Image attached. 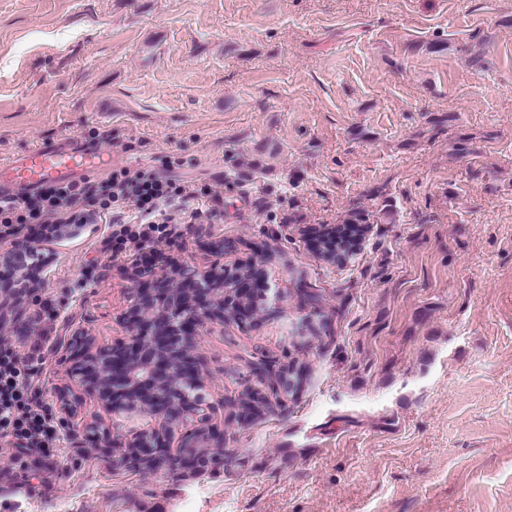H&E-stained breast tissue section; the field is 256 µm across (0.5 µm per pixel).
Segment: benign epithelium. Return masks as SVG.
<instances>
[{
	"mask_svg": "<svg viewBox=\"0 0 512 512\" xmlns=\"http://www.w3.org/2000/svg\"><path fill=\"white\" fill-rule=\"evenodd\" d=\"M81 224H52L49 239L78 235ZM43 241L19 240L0 251V267L13 281L0 283V342L24 332L20 305L37 287L28 265L43 257ZM128 336L99 343L82 331H68L56 349L70 363L72 385L55 391V419L65 436L74 434L85 397L113 416H140L145 423L125 441L119 458L140 472H194L223 462L224 431L218 420L224 399L213 398L202 361L200 336L224 325V301L237 302L236 317L257 315L253 292L238 276L224 280V265L201 269L168 260L132 271Z\"/></svg>",
	"mask_w": 512,
	"mask_h": 512,
	"instance_id": "7a95c632",
	"label": "benign epithelium"
}]
</instances>
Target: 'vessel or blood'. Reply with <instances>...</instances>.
I'll return each mask as SVG.
<instances>
[{
    "label": "vessel or blood",
    "instance_id": "b4317fda",
    "mask_svg": "<svg viewBox=\"0 0 512 512\" xmlns=\"http://www.w3.org/2000/svg\"><path fill=\"white\" fill-rule=\"evenodd\" d=\"M110 163V155L95 145L77 141L42 143L9 162L11 179L0 189L19 195L46 183L73 181L78 176L103 170Z\"/></svg>",
    "mask_w": 512,
    "mask_h": 512
}]
</instances>
